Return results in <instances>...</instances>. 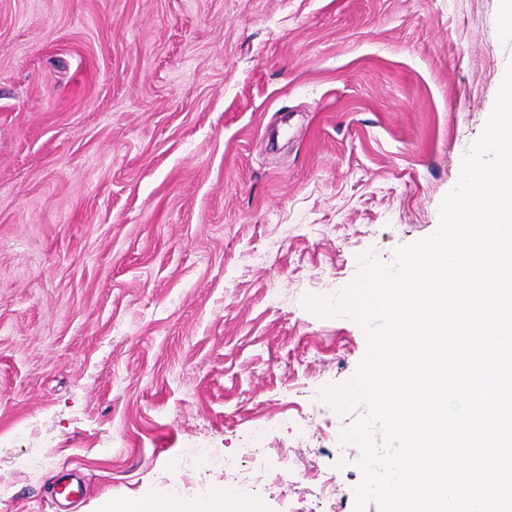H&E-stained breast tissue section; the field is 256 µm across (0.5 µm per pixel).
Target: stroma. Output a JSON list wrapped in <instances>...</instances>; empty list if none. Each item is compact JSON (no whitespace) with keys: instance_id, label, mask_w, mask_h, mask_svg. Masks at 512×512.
<instances>
[{"instance_id":"1","label":"stroma","mask_w":512,"mask_h":512,"mask_svg":"<svg viewBox=\"0 0 512 512\" xmlns=\"http://www.w3.org/2000/svg\"><path fill=\"white\" fill-rule=\"evenodd\" d=\"M500 7L0 0V512L189 510L254 448L306 471L259 512H354L366 409L320 393L366 337L306 301L433 233Z\"/></svg>"}]
</instances>
